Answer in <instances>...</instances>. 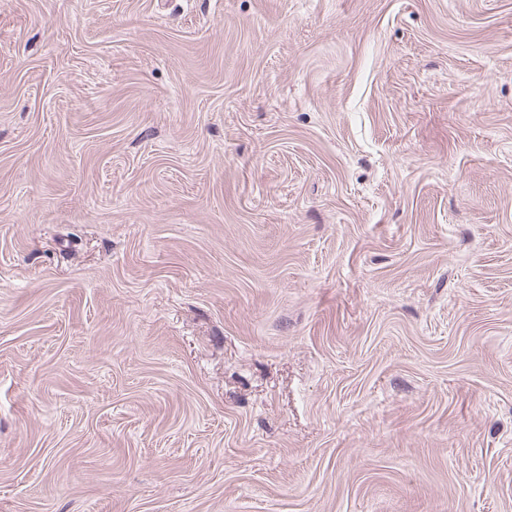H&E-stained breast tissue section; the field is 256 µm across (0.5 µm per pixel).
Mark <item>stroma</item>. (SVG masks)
<instances>
[{"label":"stroma","instance_id":"stroma-1","mask_svg":"<svg viewBox=\"0 0 512 512\" xmlns=\"http://www.w3.org/2000/svg\"><path fill=\"white\" fill-rule=\"evenodd\" d=\"M0 512H512V0H0Z\"/></svg>","mask_w":512,"mask_h":512}]
</instances>
